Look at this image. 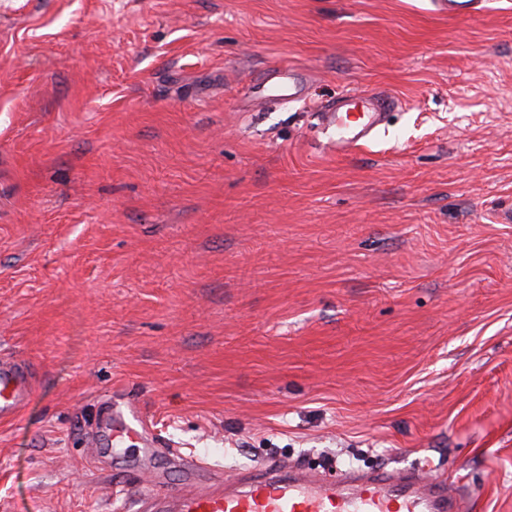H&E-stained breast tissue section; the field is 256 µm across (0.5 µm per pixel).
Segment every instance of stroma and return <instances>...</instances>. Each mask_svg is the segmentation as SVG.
Segmentation results:
<instances>
[{"label":"stroma","mask_w":512,"mask_h":512,"mask_svg":"<svg viewBox=\"0 0 512 512\" xmlns=\"http://www.w3.org/2000/svg\"><path fill=\"white\" fill-rule=\"evenodd\" d=\"M433 2L0 0V512H130L115 397L172 484L354 455L512 512V0ZM350 89L399 105L339 156ZM438 9L448 14L449 18H466L482 10L485 0H435ZM268 83L273 86L275 99L288 103L305 100L304 86L291 67L269 70L264 77V84ZM32 370L17 356L0 357V421L16 420L32 393ZM95 430L87 432L85 448L88 456L87 463L98 468L104 464L101 459L104 450L112 455L117 448H123L130 442H138L143 445L142 454L145 456L169 455L176 451L175 448H166L165 441L153 431L146 415L136 406L126 403L120 405L116 399L105 407L95 425Z\"/></svg>","instance_id":"stroma-1"}]
</instances>
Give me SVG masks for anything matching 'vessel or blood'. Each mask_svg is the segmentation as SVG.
Segmentation results:
<instances>
[{"mask_svg":"<svg viewBox=\"0 0 512 512\" xmlns=\"http://www.w3.org/2000/svg\"><path fill=\"white\" fill-rule=\"evenodd\" d=\"M452 18L482 10L486 0H435ZM275 99L290 103L304 98V87L293 68L269 70ZM397 106L394 97L354 91L338 96L327 108L325 123L336 130L332 145L344 154L370 139L387 112ZM32 370L17 356L0 357V421L16 420L32 393ZM143 445L144 455H163L165 441L153 431L146 415L129 403L106 407L94 430L85 437L87 461L101 466L103 452ZM185 477L171 485L152 473L151 491L137 495L133 512H464L446 481L429 479L419 471L378 468L345 471L334 480L314 473L307 464L272 461L241 470L228 483L207 480L209 466L200 457L184 462Z\"/></svg>","mask_w":512,"mask_h":512,"instance_id":"vessel-or-blood-1","label":"vessel or blood"}]
</instances>
